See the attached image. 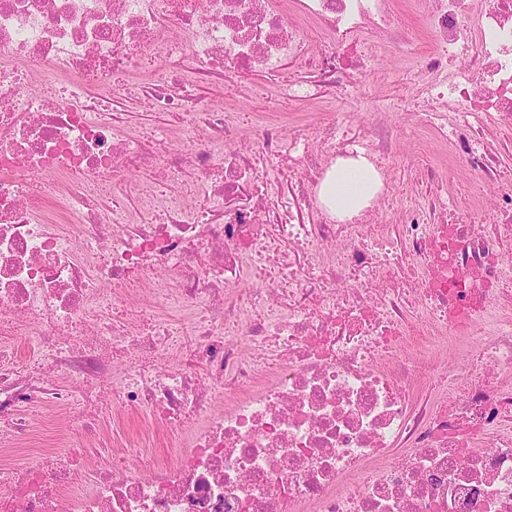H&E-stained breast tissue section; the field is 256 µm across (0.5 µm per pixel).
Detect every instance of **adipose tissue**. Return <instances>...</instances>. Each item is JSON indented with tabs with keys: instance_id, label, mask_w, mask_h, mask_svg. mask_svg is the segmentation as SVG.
<instances>
[{
	"instance_id": "ef3b65f1",
	"label": "adipose tissue",
	"mask_w": 512,
	"mask_h": 512,
	"mask_svg": "<svg viewBox=\"0 0 512 512\" xmlns=\"http://www.w3.org/2000/svg\"><path fill=\"white\" fill-rule=\"evenodd\" d=\"M381 189L373 165L364 156L338 158L320 182L318 195L327 211L340 220L370 207Z\"/></svg>"
}]
</instances>
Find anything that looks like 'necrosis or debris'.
Segmentation results:
<instances>
[{"instance_id": "4bbe7bcc", "label": "necrosis or debris", "mask_w": 512, "mask_h": 512, "mask_svg": "<svg viewBox=\"0 0 512 512\" xmlns=\"http://www.w3.org/2000/svg\"><path fill=\"white\" fill-rule=\"evenodd\" d=\"M411 3L424 50L398 0H0V444L75 406L90 428L138 411L176 448L79 467L63 439L0 466V512H512V0ZM382 39L425 74L405 122L486 205L439 189L386 223V113L283 133L281 101L366 91ZM145 61L173 122L135 135L110 102ZM228 73L272 89L257 136L195 109ZM357 154L384 189L340 223L316 189ZM188 170L190 195L165 192Z\"/></svg>"}]
</instances>
